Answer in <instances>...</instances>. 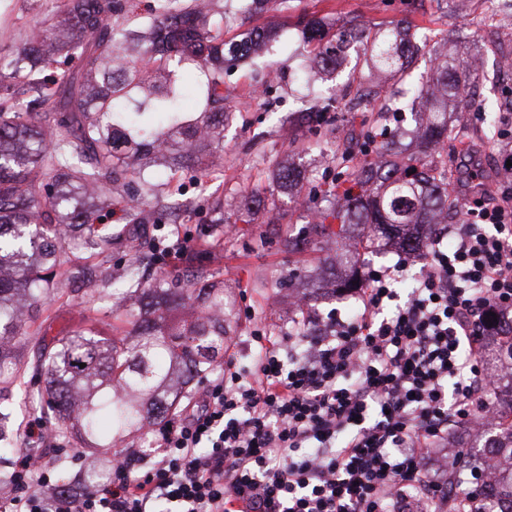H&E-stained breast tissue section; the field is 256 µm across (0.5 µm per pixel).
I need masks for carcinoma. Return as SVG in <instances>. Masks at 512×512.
I'll return each mask as SVG.
<instances>
[{"mask_svg": "<svg viewBox=\"0 0 512 512\" xmlns=\"http://www.w3.org/2000/svg\"><path fill=\"white\" fill-rule=\"evenodd\" d=\"M299 25L311 41L325 30L316 17L303 16ZM276 38L275 30L257 27L238 41L224 40L214 0H156L142 16L130 0H65L59 13L35 21L0 56V384L14 382L19 372L10 368L14 337L41 335L36 322L54 292L87 282L96 285L91 296L107 293L112 336L79 327L55 350L41 351L34 365L58 433L84 448L107 454L190 398V383L224 357L232 335L224 306L232 295L223 280L190 264L145 279L127 260L102 278L97 266L72 261L67 232L81 228L80 246L93 255L111 250L112 237L98 222L116 194L130 224L177 223L172 207L153 198L148 169L221 163L224 121L231 116L224 64L249 58ZM421 50L400 23L371 45L369 57L375 70L395 79ZM60 58L77 62L78 72H48ZM339 59L334 52L315 55L327 75ZM474 65L439 60L425 85L402 102L413 109L430 101L420 136L425 149L445 145L448 101L471 96ZM189 71L204 77V110L186 120L178 103L181 73ZM389 134L385 125L365 133L374 158L348 185L323 191L327 205L316 214L314 236L330 241L352 224H366L374 240L396 232L418 245L414 226L459 209L448 194L447 166L393 157ZM481 448L483 457L511 467L471 491L451 470L448 487L463 498L479 497L472 512H489L493 500L500 512H512V420L490 428Z\"/></svg>", "mask_w": 512, "mask_h": 512, "instance_id": "obj_1", "label": "carcinoma"}]
</instances>
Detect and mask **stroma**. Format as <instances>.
<instances>
[{
  "mask_svg": "<svg viewBox=\"0 0 512 512\" xmlns=\"http://www.w3.org/2000/svg\"><path fill=\"white\" fill-rule=\"evenodd\" d=\"M502 0H289L288 8L270 4L262 15L248 18L241 14L237 0H217L216 17L225 38L248 32L255 26L273 25L278 38L269 55L249 60L224 74V94L233 109L224 125V161L222 167L204 172L189 166L178 171L154 168L152 180L160 199L178 200L197 206L210 196L224 198V221L200 226L190 220L180 225L181 237L190 241L184 256L168 257L166 269L191 263L219 273L234 299V329L226 352L247 365L248 338L260 329L288 334L298 322L337 309L349 318L351 303L332 293L335 279L345 273L335 260L336 245L311 233L321 192L335 183L338 170L335 151L353 154L351 169L363 161L362 123L374 109L380 108L389 90L386 82L371 67L363 44H354L348 60L336 72L335 81L311 77L308 67L314 47L298 31L300 16L321 17L333 29L340 30L363 23L371 37L380 38L401 20L411 24L414 33L426 35L422 56L409 70V85L426 78L434 58L444 55L467 57L474 43L485 42L483 29L506 21ZM64 4V0H0V55L19 42L33 19L46 17ZM486 44L476 68L477 93L469 111L448 115V154L452 166L448 173V192L464 198L472 187L469 173H476L490 195L512 193V174L503 170L506 149L512 142L486 136L483 110L489 101L488 88L498 70L497 48ZM348 85L364 91L365 105L350 112L335 113L330 121L313 122L308 115L315 103H327L333 85ZM298 168L304 180L299 198L275 189L273 177L282 166ZM262 195L264 205L248 206L253 195ZM103 224L120 238L112 249L113 257L127 253L132 243L143 246V270L153 273L156 266L149 242H162L165 232L155 224H127L121 211L104 217ZM297 237L307 242L300 253L288 252L284 239ZM363 229H356L352 243L361 245L357 261L360 274L395 264L400 257L409 260V273L422 265L418 253H403L388 247L367 245ZM112 301L94 300L82 292L65 288L51 296L43 307L51 329L45 338L66 335L77 326H95L110 333ZM37 392L31 384H16L0 394V437L21 448L18 429L29 418L42 415Z\"/></svg>",
  "mask_w": 512,
  "mask_h": 512,
  "instance_id": "stroma-1",
  "label": "stroma"
}]
</instances>
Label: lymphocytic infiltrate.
Listing matches in <instances>:
<instances>
[{
    "instance_id": "1",
    "label": "lymphocytic infiltrate",
    "mask_w": 512,
    "mask_h": 512,
    "mask_svg": "<svg viewBox=\"0 0 512 512\" xmlns=\"http://www.w3.org/2000/svg\"><path fill=\"white\" fill-rule=\"evenodd\" d=\"M439 237L405 301L403 265L368 274L349 320L310 339L255 331L251 371L227 358L201 404L160 427L154 447L113 457L102 482L40 489L46 421L0 485L10 512H450L448 430L497 421L485 401L490 316L512 315V197L477 199Z\"/></svg>"
}]
</instances>
